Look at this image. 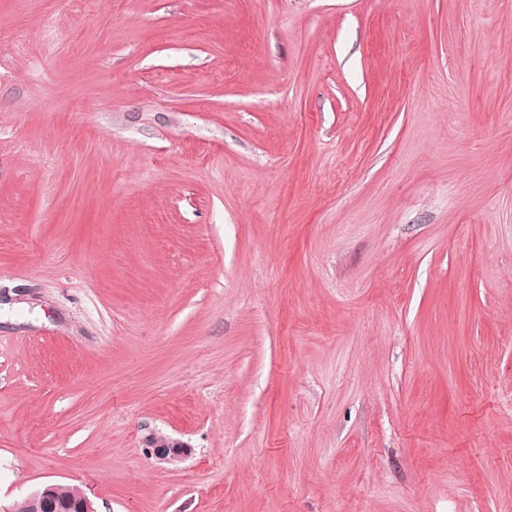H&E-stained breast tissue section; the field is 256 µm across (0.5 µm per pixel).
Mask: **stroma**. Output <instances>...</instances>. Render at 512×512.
<instances>
[{"label":"stroma","instance_id":"stroma-1","mask_svg":"<svg viewBox=\"0 0 512 512\" xmlns=\"http://www.w3.org/2000/svg\"><path fill=\"white\" fill-rule=\"evenodd\" d=\"M49 485L512 512V0H0V503ZM146 442L147 448L151 449V455L166 463L179 461L191 452V447L187 443L161 434H151Z\"/></svg>","mask_w":512,"mask_h":512}]
</instances>
